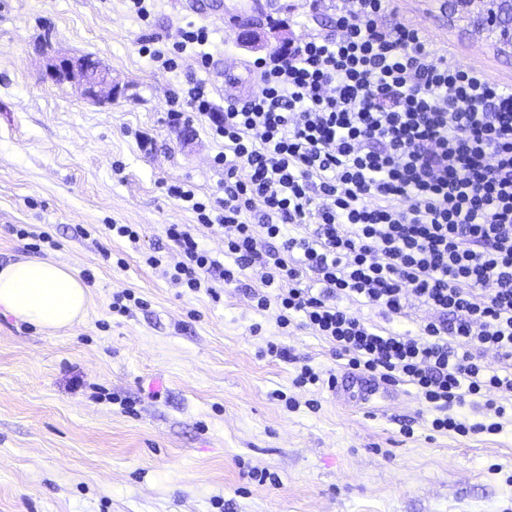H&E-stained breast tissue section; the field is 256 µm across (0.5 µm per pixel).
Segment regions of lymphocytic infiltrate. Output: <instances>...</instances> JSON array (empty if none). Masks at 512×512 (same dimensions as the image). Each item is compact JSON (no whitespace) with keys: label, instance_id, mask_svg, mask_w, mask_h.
<instances>
[{"label":"lymphocytic infiltrate","instance_id":"lymphocytic-infiltrate-1","mask_svg":"<svg viewBox=\"0 0 512 512\" xmlns=\"http://www.w3.org/2000/svg\"><path fill=\"white\" fill-rule=\"evenodd\" d=\"M391 5L338 0L327 32L257 59V91L224 111L191 82L185 108L224 141L221 211L169 192L223 225L234 264L171 224L182 259L166 274L196 292L211 271L230 284L264 267L252 299L276 308L279 328L300 322L352 369L413 386L438 412L434 430L495 433L512 397V88L433 59L418 28L388 21ZM307 272L316 287H302ZM413 300L429 312L414 335L349 309L399 318ZM469 398L494 422L450 415Z\"/></svg>","mask_w":512,"mask_h":512}]
</instances>
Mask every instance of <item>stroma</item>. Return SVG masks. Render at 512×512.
I'll use <instances>...</instances> for the list:
<instances>
[{
	"mask_svg": "<svg viewBox=\"0 0 512 512\" xmlns=\"http://www.w3.org/2000/svg\"><path fill=\"white\" fill-rule=\"evenodd\" d=\"M155 0L148 20L124 0H0V266L35 256L92 273L84 319L49 333L0 312V512H512V418L499 433L434 431L413 386L391 397L337 400L298 387L295 366L266 353L289 347L315 371L344 375L346 359L312 330L281 331L250 289L261 268L219 287V299L174 286L180 256L165 234L187 224L224 266V229L199 223L171 185L224 196V149L205 116L169 117L170 96L205 81L217 105L238 102L254 62L326 29L323 0ZM266 21L259 45L224 30V13ZM433 58L512 85V53L498 52L453 0H394ZM207 27L208 65L188 54L173 71L141 48ZM90 57L119 92L80 96L45 72L55 53ZM27 224L56 248L18 237ZM131 224L138 245L111 235ZM159 253L161 266L145 257ZM137 305L113 313L115 295ZM295 408H288V401ZM276 475L259 483L252 471Z\"/></svg>",
	"mask_w": 512,
	"mask_h": 512,
	"instance_id": "1",
	"label": "stroma"
}]
</instances>
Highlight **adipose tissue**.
I'll use <instances>...</instances> for the list:
<instances>
[{"mask_svg":"<svg viewBox=\"0 0 512 512\" xmlns=\"http://www.w3.org/2000/svg\"><path fill=\"white\" fill-rule=\"evenodd\" d=\"M89 289L76 269L21 259L0 267V311L54 332L80 321Z\"/></svg>","mask_w":512,"mask_h":512,"instance_id":"ef3b65f1","label":"adipose tissue"}]
</instances>
